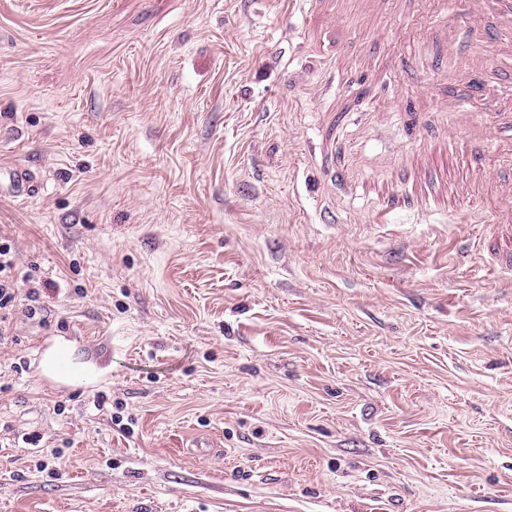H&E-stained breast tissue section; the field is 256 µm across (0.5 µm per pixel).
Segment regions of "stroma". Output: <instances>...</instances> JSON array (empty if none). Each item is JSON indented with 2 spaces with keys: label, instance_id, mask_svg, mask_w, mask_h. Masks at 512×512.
I'll return each mask as SVG.
<instances>
[{
  "label": "stroma",
  "instance_id": "35a3bbf8",
  "mask_svg": "<svg viewBox=\"0 0 512 512\" xmlns=\"http://www.w3.org/2000/svg\"><path fill=\"white\" fill-rule=\"evenodd\" d=\"M365 7L0 0V512H512V276L453 174L411 208L438 71L379 72L441 5ZM1 178L8 182V190L15 196L34 197L41 189V184L34 175L15 168L0 166V190ZM15 249L9 237L0 235V341L9 335L10 320L13 308L21 301L19 277L15 275ZM2 310L5 312L2 314ZM7 311V312H6Z\"/></svg>",
  "mask_w": 512,
  "mask_h": 512
}]
</instances>
